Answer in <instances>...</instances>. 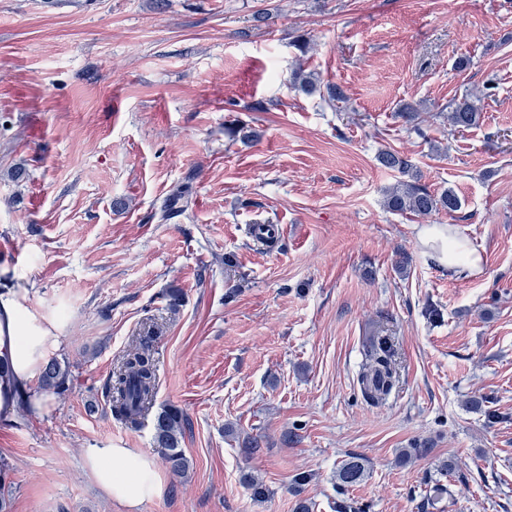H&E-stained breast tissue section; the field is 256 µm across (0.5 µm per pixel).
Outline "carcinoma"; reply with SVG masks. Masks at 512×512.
I'll list each match as a JSON object with an SVG mask.
<instances>
[{
  "label": "carcinoma",
  "mask_w": 512,
  "mask_h": 512,
  "mask_svg": "<svg viewBox=\"0 0 512 512\" xmlns=\"http://www.w3.org/2000/svg\"><path fill=\"white\" fill-rule=\"evenodd\" d=\"M293 84L307 95H327L326 102L331 105L342 98L338 87L329 85L323 91L320 79L313 73L303 74L301 69L294 71ZM440 118L452 130L461 131L478 125L481 118L478 98L467 95L452 101ZM378 159L383 166L398 171L402 176L386 191L385 207L388 211L428 217L440 212L451 215L461 209L462 202L454 190L448 188L435 193L421 183V176L409 158L398 152L384 151ZM153 340L152 336L140 337L139 342L126 351L121 368L110 376L107 383L106 393L112 401V414L130 426L139 424L155 394L157 375L151 346ZM70 367L67 360H49L42 371L41 389L62 393L71 374ZM357 382L363 398L374 405L383 404L396 388L399 382L397 367L387 338L374 337L370 340L366 362ZM186 426L187 419L176 407L163 410L154 423V444L162 449L163 460L175 476H185L190 469L189 459L182 448ZM365 473L364 460L350 456L337 469L336 481L340 487H350L361 482Z\"/></svg>",
  "instance_id": "cac0c4a2"
}]
</instances>
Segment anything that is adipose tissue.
Returning a JSON list of instances; mask_svg holds the SVG:
<instances>
[{
    "label": "adipose tissue",
    "mask_w": 512,
    "mask_h": 512,
    "mask_svg": "<svg viewBox=\"0 0 512 512\" xmlns=\"http://www.w3.org/2000/svg\"><path fill=\"white\" fill-rule=\"evenodd\" d=\"M59 342L55 324L37 317L31 308L27 288L0 290V414L16 412V388L37 380ZM86 465L95 484L127 512L165 491L154 459L134 448L88 449Z\"/></svg>",
    "instance_id": "adipose-tissue-1"
}]
</instances>
